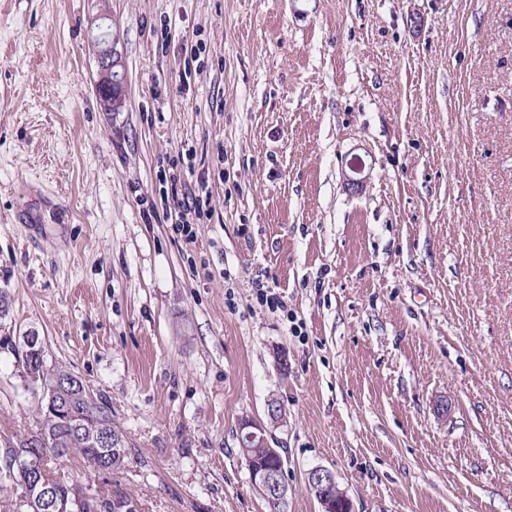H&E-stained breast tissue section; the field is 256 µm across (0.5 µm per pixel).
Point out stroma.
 I'll return each mask as SVG.
<instances>
[{"label": "stroma", "mask_w": 512, "mask_h": 512, "mask_svg": "<svg viewBox=\"0 0 512 512\" xmlns=\"http://www.w3.org/2000/svg\"><path fill=\"white\" fill-rule=\"evenodd\" d=\"M1 290L0 436L35 420L32 331L128 443L58 460L90 492L269 512L238 429L274 399L287 512L316 468L351 512H512V0H0ZM118 43L117 36H112V43H108L98 55L100 78L96 84V91L100 103L107 112H112V100L124 102V71L122 55L117 48ZM169 181L170 192L167 190L166 195L161 199L162 209L172 220L175 230L191 242L194 240L195 232L191 225L193 223L188 218L194 213L200 219L203 212L200 199L195 194L186 193L182 188H178V182H181V179L177 174L170 175Z\"/></svg>", "instance_id": "obj_1"}]
</instances>
